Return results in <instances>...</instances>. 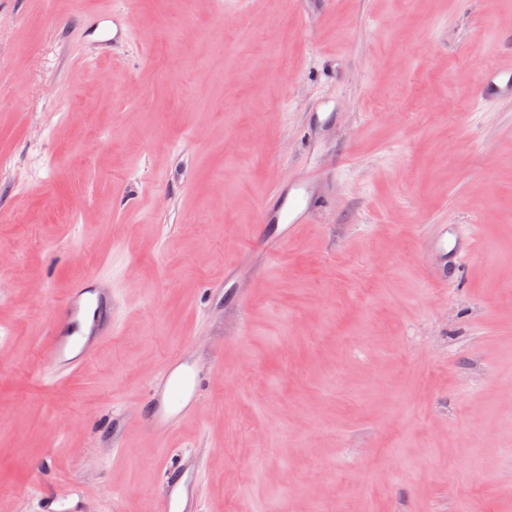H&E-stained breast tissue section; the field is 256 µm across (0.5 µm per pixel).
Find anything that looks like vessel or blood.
Segmentation results:
<instances>
[{
    "label": "vessel or blood",
    "instance_id": "obj_1",
    "mask_svg": "<svg viewBox=\"0 0 512 512\" xmlns=\"http://www.w3.org/2000/svg\"><path fill=\"white\" fill-rule=\"evenodd\" d=\"M111 19L113 42H121L129 31L125 14L95 11L87 14L86 24L98 28L103 19ZM484 101L512 95V67L486 70L476 88ZM314 173H305L295 183V191L282 198L279 206L262 207L254 250L267 254L282 252L300 225L309 223L321 204L312 190ZM471 239L459 232H440L434 250L441 256L459 258L472 249ZM112 284L99 276H88L71 284L69 291L52 311L48 321V339L44 350L51 364L68 373L81 370L97 346L112 334ZM201 396V380L196 367L184 356L169 360L162 373L149 385L139 413L147 427L160 435L169 434L183 419L191 416ZM183 464L169 466L166 490L160 512H192L193 500L179 493L178 478ZM44 512H85L86 496L70 485L41 494Z\"/></svg>",
    "mask_w": 512,
    "mask_h": 512
}]
</instances>
